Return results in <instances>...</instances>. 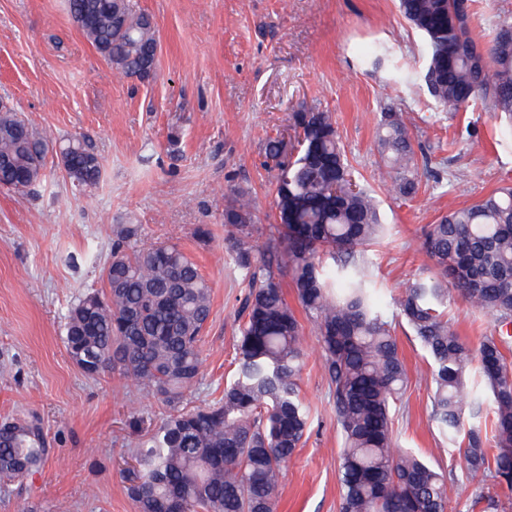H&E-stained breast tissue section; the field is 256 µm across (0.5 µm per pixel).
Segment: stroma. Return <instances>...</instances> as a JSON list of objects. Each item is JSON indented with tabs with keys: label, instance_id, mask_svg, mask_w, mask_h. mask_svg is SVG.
I'll use <instances>...</instances> for the list:
<instances>
[{
	"label": "stroma",
	"instance_id": "35a3bbf8",
	"mask_svg": "<svg viewBox=\"0 0 512 512\" xmlns=\"http://www.w3.org/2000/svg\"><path fill=\"white\" fill-rule=\"evenodd\" d=\"M153 16L159 63L141 82L119 74L82 37L66 0H0V100L41 136L88 138L102 161L99 186H73L55 154L43 180L22 192L0 187V418L37 414L55 453L23 480L0 481V512H138L123 471L127 452L164 414L161 399L110 372L86 376L62 340L65 316L83 293L102 289L112 246L177 244L211 286L201 335V382L187 406L220 398L234 373L248 288L227 259L224 211L245 191L256 222L275 214L277 170L267 139L293 137L300 103L331 111L355 181L372 192L386 226L365 253L408 384L393 406L392 437L449 475V512H471L476 490L512 512V492L469 473L458 451L442 452L431 413V360L394 301L425 276L424 230L448 210L512 184V132L475 104L448 116L421 74L422 36L396 0H134ZM475 34L488 42L512 23V0H476ZM391 47L409 76L374 67ZM401 112L419 162L416 196L386 189L376 143L384 106ZM181 140L171 145L169 134ZM205 226L208 242L194 231ZM448 321L471 345L498 333L495 317L450 300ZM306 359L300 390L309 428L282 478L277 512H339L342 436L315 324L300 316Z\"/></svg>",
	"mask_w": 512,
	"mask_h": 512
}]
</instances>
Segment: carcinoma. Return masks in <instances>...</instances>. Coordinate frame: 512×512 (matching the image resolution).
Wrapping results in <instances>:
<instances>
[{
	"label": "carcinoma",
	"mask_w": 512,
	"mask_h": 512,
	"mask_svg": "<svg viewBox=\"0 0 512 512\" xmlns=\"http://www.w3.org/2000/svg\"><path fill=\"white\" fill-rule=\"evenodd\" d=\"M474 0H399L402 16L426 40L423 80L451 115L481 102L512 128V24L482 44L473 34ZM71 19L112 67L140 81L154 76L158 37L154 18L132 0H67ZM295 145L270 138L265 154L279 159L276 223L266 248L251 204L239 198L224 212L227 252L248 279L245 319L236 345V371L217 400L192 409L184 394L201 380L200 337L211 314V289L197 264L175 244L116 246L104 289L69 309L63 344L81 356L89 377L116 372L162 398L167 411L135 446L130 494L139 512H277L281 479L301 447L309 412L299 394L305 366L302 327L284 299L274 270L288 267L305 314L317 324L321 364L332 390L344 448L340 512H448V472L403 448L391 436V405L407 374L392 323L376 305L361 248L381 231L378 204L352 183L336 122L329 111L301 104L292 115ZM65 176L95 188L102 163L85 141L58 142ZM377 148L393 192L410 197L419 170L403 114L380 113ZM47 143L6 103H0V186L22 191L41 181ZM421 248L430 274L405 285L395 300L431 359L432 417L466 468L486 471L512 491V362L503 337L476 348L449 326L441 307L457 296L512 322V184L448 211L429 226ZM478 365L494 404L495 452L481 430L465 426L477 405L468 374ZM54 452L33 415L0 424V479L39 471Z\"/></svg>",
	"instance_id": "carcinoma-1"
}]
</instances>
